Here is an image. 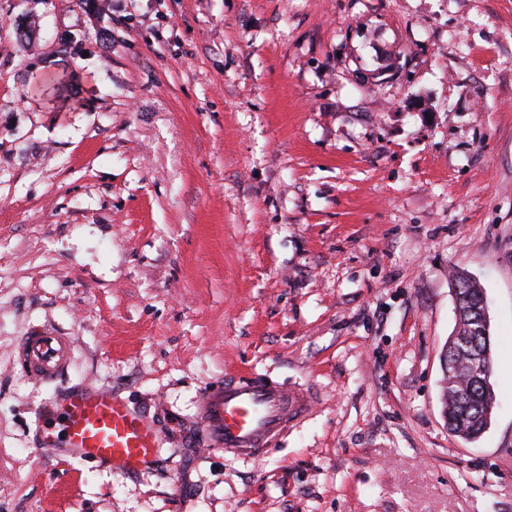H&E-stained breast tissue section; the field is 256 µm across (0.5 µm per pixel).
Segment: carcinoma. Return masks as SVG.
<instances>
[{"label":"carcinoma","instance_id":"cac0c4a2","mask_svg":"<svg viewBox=\"0 0 512 512\" xmlns=\"http://www.w3.org/2000/svg\"><path fill=\"white\" fill-rule=\"evenodd\" d=\"M456 309L461 324L448 337V363L466 371L458 381L448 384V412L445 413L448 430L465 441H476L487 430L494 408L492 385L483 383V376L472 373L465 363H474L472 357H482L493 350L492 335H484L477 322L484 310V291L477 280L456 272Z\"/></svg>","mask_w":512,"mask_h":512}]
</instances>
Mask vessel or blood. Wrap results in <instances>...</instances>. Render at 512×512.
Wrapping results in <instances>:
<instances>
[{
    "mask_svg": "<svg viewBox=\"0 0 512 512\" xmlns=\"http://www.w3.org/2000/svg\"><path fill=\"white\" fill-rule=\"evenodd\" d=\"M70 337L37 330L20 343V364L43 383L62 379L70 365ZM64 437L43 435L46 448L135 473L153 464L160 433L112 391L64 389L60 395ZM312 396L302 387L285 388L256 373L209 387L198 400V415L211 446L238 456H256L271 447L288 426L307 415Z\"/></svg>",
    "mask_w": 512,
    "mask_h": 512,
    "instance_id": "b4317fda",
    "label": "vessel or blood"
}]
</instances>
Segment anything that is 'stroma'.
Segmentation results:
<instances>
[{
	"mask_svg": "<svg viewBox=\"0 0 512 512\" xmlns=\"http://www.w3.org/2000/svg\"><path fill=\"white\" fill-rule=\"evenodd\" d=\"M455 269L495 350L469 444ZM41 328L61 383L20 369ZM255 372L307 416L203 446L199 394ZM78 385L152 467L41 446ZM0 512H512V0H0ZM452 279L455 280L456 310L460 311L461 324L457 323V327L460 324L459 329L456 327L454 334L448 337V362L446 357H442V368L446 376L448 364L456 365L462 377L457 382L448 383V412L444 414L451 433L465 441H476L490 424L495 403L494 391L490 380L485 386L482 382L485 376H475L472 368L467 367L464 375V364L468 361L478 367L481 359L486 358L484 354L488 349L493 368V341L490 323L487 336L478 329L477 319L480 311L484 310L483 288L476 279L459 272L452 274ZM460 350L468 356L479 358L467 359ZM475 361H478L477 364H474ZM71 345L70 336L50 330L24 336L19 351L23 371L42 383L61 380L70 365Z\"/></svg>",
	"mask_w": 512,
	"mask_h": 512,
	"instance_id": "1",
	"label": "stroma"
}]
</instances>
